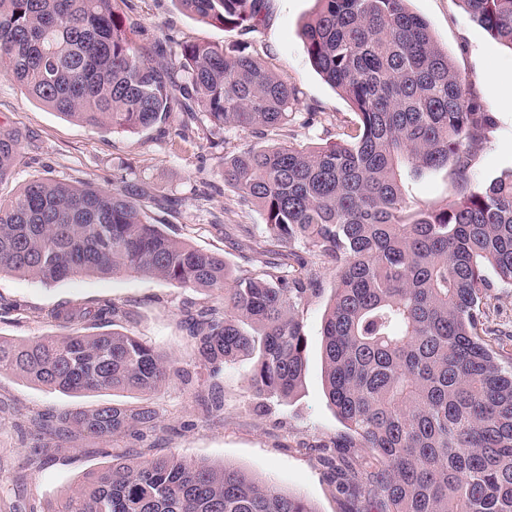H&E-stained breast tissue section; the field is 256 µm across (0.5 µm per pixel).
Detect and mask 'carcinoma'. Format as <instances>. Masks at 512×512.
I'll use <instances>...</instances> for the list:
<instances>
[{
	"label": "carcinoma",
	"instance_id": "obj_1",
	"mask_svg": "<svg viewBox=\"0 0 512 512\" xmlns=\"http://www.w3.org/2000/svg\"><path fill=\"white\" fill-rule=\"evenodd\" d=\"M117 0H0V72L24 93L92 129L141 132L174 113L205 117L210 145L237 128L261 136L288 123L297 88L251 56L215 45L137 46ZM186 13L247 34L267 0H177ZM304 27L312 65L354 111L336 141L312 149L247 148L222 176L264 215L261 269L236 277L224 258L166 231L128 186L94 188L50 178L0 201V273L53 283L140 275L210 288L221 302L187 313L197 362L219 375L251 362L261 398L289 399L306 369L300 315L312 281L293 276L282 249L297 242L336 267L322 328L330 404L344 447L338 489L354 512H512V371L486 336L489 300L512 285V168L477 190L464 181L495 126L492 113L408 0H318ZM512 49V0H461ZM23 136L0 126V183ZM447 169L461 180L443 207L412 206L402 172ZM114 303L63 306L64 326L114 322ZM172 360L120 331L0 338V375L73 395L138 392L140 404L76 406L35 419L53 448L81 435L111 442L156 428L146 396ZM52 512H314L273 481L231 465L178 455H122L92 472Z\"/></svg>",
	"mask_w": 512,
	"mask_h": 512
}]
</instances>
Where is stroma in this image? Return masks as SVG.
Instances as JSON below:
<instances>
[{"mask_svg": "<svg viewBox=\"0 0 512 512\" xmlns=\"http://www.w3.org/2000/svg\"><path fill=\"white\" fill-rule=\"evenodd\" d=\"M409 9L429 24L458 71L473 85L496 126L473 161V187H480L512 167V49L474 21L460 0H409ZM120 9L149 48L161 38L210 42L230 51L245 46L264 68L294 84L299 103L281 130L257 139L228 128L212 147L190 121L186 134L176 124H159L143 133L109 132L85 127L27 97L9 77L0 75V126L29 133L12 178L0 184L9 198L22 184L40 176L110 186L116 177L142 189L141 203L158 223L196 248L223 256L234 274L258 269L256 249L265 238L261 211L243 203L221 176L224 157L247 146L293 144L310 147L334 141L353 118L349 103L316 72L305 46L303 26L318 9L316 0H268L267 17L250 33L205 22L182 11L176 0H122ZM410 204L442 207L456 197L452 175L442 169L406 182ZM250 230L254 249L241 248ZM306 259L297 269L315 281L302 318L308 339L301 387L288 401L257 398L248 388L250 362L225 367L216 378L197 367L191 340L183 327L186 311L214 304L215 292L145 276L91 275L52 284L5 273L0 275V336L25 341L62 332L50 312L60 304L111 301L128 311L114 324H84V333L115 329L138 337L184 369L150 397L159 414L156 431L127 436L118 448L148 456L175 453L193 461L230 463L256 479H274L285 492L310 503L315 512H349L351 503L336 487V446L345 425L330 406L324 385L322 320L336 285V270L308 246L296 244ZM494 347L512 358V286H499L490 303ZM219 388L223 411L207 413L200 400ZM116 402L134 405L138 395L108 392L80 397L48 390L14 375L0 376V512H12L22 493L26 512H50L57 500L81 484L87 474L109 464L102 443L90 436L59 449L55 461L39 467L29 459L42 452L36 430L22 423L41 414Z\"/></svg>", "mask_w": 512, "mask_h": 512, "instance_id": "obj_1", "label": "stroma"}]
</instances>
